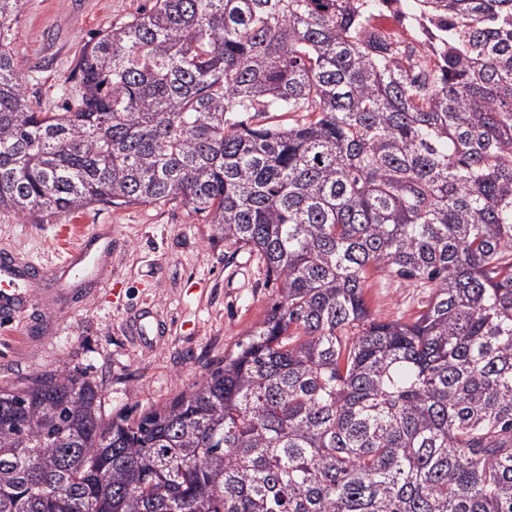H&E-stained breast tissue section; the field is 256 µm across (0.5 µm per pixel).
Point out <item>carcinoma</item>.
I'll list each match as a JSON object with an SVG mask.
<instances>
[{
  "mask_svg": "<svg viewBox=\"0 0 512 512\" xmlns=\"http://www.w3.org/2000/svg\"><path fill=\"white\" fill-rule=\"evenodd\" d=\"M155 0L44 112L0 0V211L179 202L279 300L170 404L0 389V512H512V0ZM374 274L431 289L376 315ZM374 24L391 38L397 39L411 48H418L430 39V30L423 25L418 27L409 26L393 7L376 15Z\"/></svg>",
  "mask_w": 512,
  "mask_h": 512,
  "instance_id": "1",
  "label": "carcinoma"
}]
</instances>
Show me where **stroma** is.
I'll list each match as a JSON object with an SVG mask.
<instances>
[{"mask_svg": "<svg viewBox=\"0 0 512 512\" xmlns=\"http://www.w3.org/2000/svg\"><path fill=\"white\" fill-rule=\"evenodd\" d=\"M152 3L21 0L9 42L33 103L59 111V84L84 45ZM81 239L107 242L93 278L36 283L33 308L0 313V389L82 374L98 386L104 420L136 418L223 366L278 297L255 253L225 247L214 225L179 203L90 206L53 224L0 213V249L24 261L54 267ZM429 295L397 276H373L366 290L370 308L389 319L414 316ZM146 312L160 331L144 339L130 328Z\"/></svg>", "mask_w": 512, "mask_h": 512, "instance_id": "35a3bbf8", "label": "stroma"}]
</instances>
